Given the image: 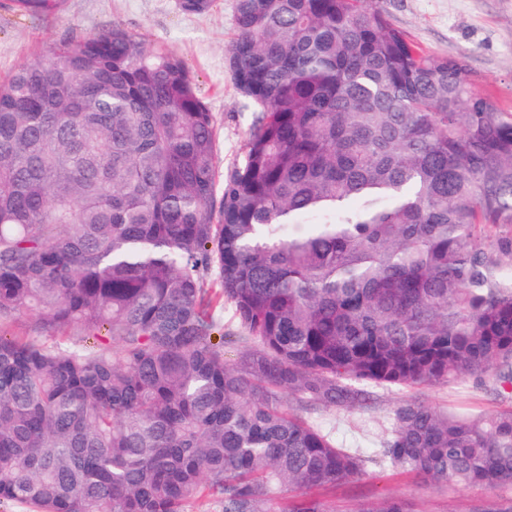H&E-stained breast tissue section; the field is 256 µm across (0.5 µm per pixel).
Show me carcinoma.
Instances as JSON below:
<instances>
[{
	"label": "carcinoma",
	"mask_w": 512,
	"mask_h": 512,
	"mask_svg": "<svg viewBox=\"0 0 512 512\" xmlns=\"http://www.w3.org/2000/svg\"><path fill=\"white\" fill-rule=\"evenodd\" d=\"M236 29L254 117L218 200L217 118L171 52L114 27L0 82V502L414 512L324 497L364 460L319 413L512 388V113L366 0H237ZM32 312L79 344L5 331ZM382 426L381 465L512 486L511 409L401 399ZM216 315L224 322V334L230 336L227 338L229 342L224 345L225 356L236 361L248 348V344L243 338L245 335L239 330L227 307L218 309Z\"/></svg>",
	"instance_id": "carcinoma-1"
}]
</instances>
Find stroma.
<instances>
[{"label": "stroma", "instance_id": "stroma-1", "mask_svg": "<svg viewBox=\"0 0 512 512\" xmlns=\"http://www.w3.org/2000/svg\"><path fill=\"white\" fill-rule=\"evenodd\" d=\"M390 23L425 53L463 62L472 89L495 107L512 113V0H373ZM236 0H216L201 14L181 11L177 0H64L55 14L17 12L0 0V78L38 61L51 47L120 27L183 59L197 93L217 117V178L225 180L243 156L253 110L239 93L229 67L228 47L236 34ZM431 407L467 414L493 415L512 408V393L494 394L489 386L467 380L411 389ZM400 395L377 391L370 408L327 411L322 419L346 448L370 452L386 410ZM390 492L406 499L415 512H473L479 505L511 492L475 484L435 487L377 464L337 487V503L371 500Z\"/></svg>", "mask_w": 512, "mask_h": 512}]
</instances>
